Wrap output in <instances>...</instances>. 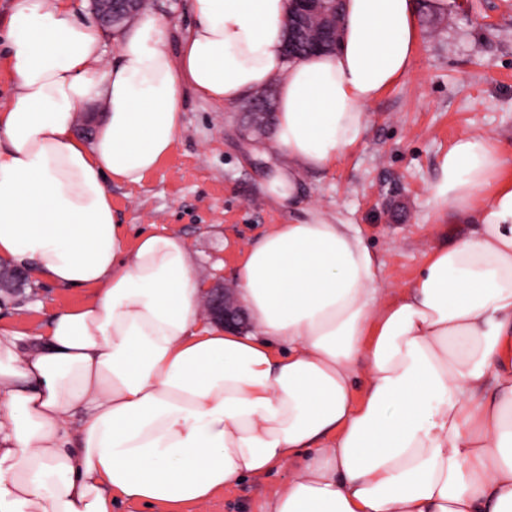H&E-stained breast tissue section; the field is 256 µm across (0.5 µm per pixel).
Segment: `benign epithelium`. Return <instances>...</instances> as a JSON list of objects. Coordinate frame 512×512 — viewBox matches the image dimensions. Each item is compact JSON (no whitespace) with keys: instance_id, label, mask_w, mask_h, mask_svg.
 Returning a JSON list of instances; mask_svg holds the SVG:
<instances>
[{"instance_id":"7a95c632","label":"benign epithelium","mask_w":512,"mask_h":512,"mask_svg":"<svg viewBox=\"0 0 512 512\" xmlns=\"http://www.w3.org/2000/svg\"><path fill=\"white\" fill-rule=\"evenodd\" d=\"M342 0H296L297 13L288 19V43L304 37L311 44L322 47L339 37ZM97 19L104 25L122 23L136 11L135 0H94ZM211 319L229 327L240 325V314L223 294L210 296Z\"/></svg>"}]
</instances>
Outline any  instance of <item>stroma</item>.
I'll return each mask as SVG.
<instances>
[{"label": "stroma", "instance_id": "stroma-1", "mask_svg": "<svg viewBox=\"0 0 512 512\" xmlns=\"http://www.w3.org/2000/svg\"><path fill=\"white\" fill-rule=\"evenodd\" d=\"M190 0H147L177 45L192 24ZM421 41L409 74L367 108L365 137L330 167L306 175L290 209L268 198L264 137L249 130L252 98L224 107L185 97L184 128L171 152L137 184L112 183V211L130 233L184 237L204 288L233 284L241 253L275 225L317 208L355 225L380 259L383 287L398 288L443 238L474 234L455 213L437 214L431 186L439 159L465 134L497 138L512 150V0H459L437 16L420 10ZM92 290L28 282L0 294V326L42 328ZM291 467L249 477L216 493L205 512H261Z\"/></svg>", "mask_w": 512, "mask_h": 512}]
</instances>
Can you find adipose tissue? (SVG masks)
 <instances>
[{
	"label": "adipose tissue",
	"mask_w": 512,
	"mask_h": 512,
	"mask_svg": "<svg viewBox=\"0 0 512 512\" xmlns=\"http://www.w3.org/2000/svg\"><path fill=\"white\" fill-rule=\"evenodd\" d=\"M342 0L336 48L285 56L292 0H191L178 49L146 12L101 64L73 0H17L0 108V261L93 292L33 343L0 328V512H112L113 497L204 508L288 463L263 512H512V177L459 137L431 196L475 234L434 248L385 300L351 224L315 210L251 243L234 272L250 332L207 322L183 237L128 242L108 186L140 183L183 130L185 93L232 106L276 86L264 191L359 143L366 108L411 69L427 7ZM106 106L92 141L86 103ZM105 112V105L100 102L85 105L77 114L75 128L77 136L88 142L91 141L104 121ZM81 125L84 126L81 127Z\"/></svg>",
	"instance_id": "ef3b65f1"
}]
</instances>
